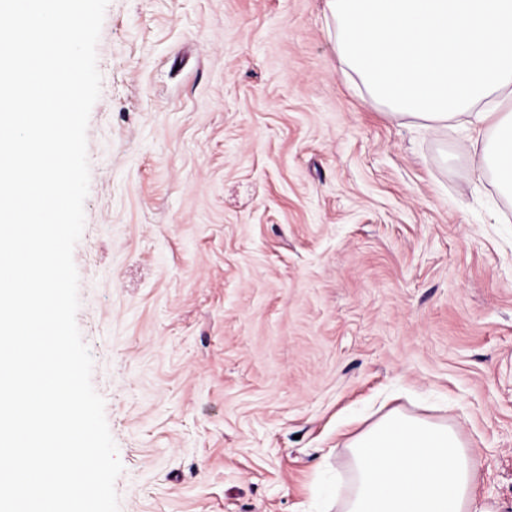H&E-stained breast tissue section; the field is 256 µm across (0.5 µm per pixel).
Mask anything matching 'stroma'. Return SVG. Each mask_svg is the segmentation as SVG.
I'll return each instance as SVG.
<instances>
[{
  "label": "stroma",
  "mask_w": 512,
  "mask_h": 512,
  "mask_svg": "<svg viewBox=\"0 0 512 512\" xmlns=\"http://www.w3.org/2000/svg\"><path fill=\"white\" fill-rule=\"evenodd\" d=\"M335 35L327 0H109L73 259L120 512H341L393 410L512 512V197Z\"/></svg>",
  "instance_id": "35a3bbf8"
}]
</instances>
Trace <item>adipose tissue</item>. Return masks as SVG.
Returning a JSON list of instances; mask_svg holds the SVG:
<instances>
[{"instance_id":"adipose-tissue-1","label":"adipose tissue","mask_w":512,"mask_h":512,"mask_svg":"<svg viewBox=\"0 0 512 512\" xmlns=\"http://www.w3.org/2000/svg\"><path fill=\"white\" fill-rule=\"evenodd\" d=\"M336 54L389 115L475 133L474 163L512 194V0H328ZM343 512H485L457 430L392 412L346 445Z\"/></svg>"}]
</instances>
